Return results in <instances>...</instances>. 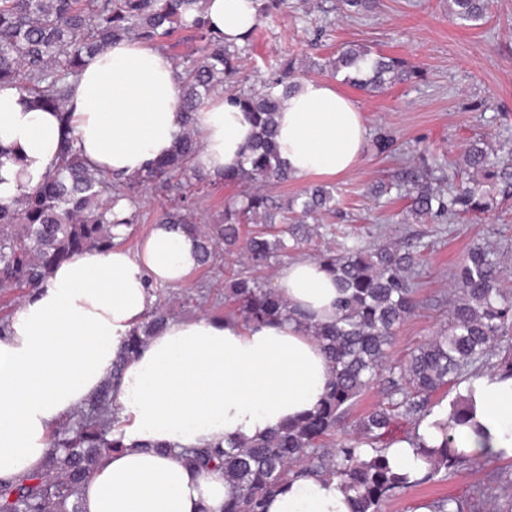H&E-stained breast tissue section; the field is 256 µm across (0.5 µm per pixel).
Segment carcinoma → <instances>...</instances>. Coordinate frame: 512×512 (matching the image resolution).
<instances>
[{
    "mask_svg": "<svg viewBox=\"0 0 512 512\" xmlns=\"http://www.w3.org/2000/svg\"><path fill=\"white\" fill-rule=\"evenodd\" d=\"M205 0H0V86L12 85L53 107L69 121L68 94L87 58L110 42L134 38L149 45L166 41L191 27L201 42L197 56L183 62L179 108L182 133L173 152L145 172L110 177L90 169L73 140L60 149L55 172L36 190L10 204L0 203V291L38 288L57 264L88 252L103 253L124 245L139 221L136 190L178 188L180 178L195 172L199 150L194 124L203 100L224 78L236 73L238 56L203 19ZM376 0H339L342 12L357 14ZM194 10L189 24L184 15ZM489 0H450V14L477 23L488 15ZM344 73L350 86L377 92L402 81L401 62L372 55L363 47H343L324 62L304 66L281 64L268 87L239 92L227 100L250 113L255 124L246 146L247 166L223 175L224 184L254 183L255 189L229 197L224 214L200 225L187 205H175L158 222L173 224L196 243L199 266L219 257V247L243 251L246 265L227 271L224 298L247 326L273 318H293L321 346L333 369L319 408L302 419L285 422L264 437L245 444L184 448L181 455L195 468L217 472L232 486L224 512H267L268 501L289 478L336 477L353 493V512H382L396 492L423 484L444 471L473 466L479 456L457 452L453 431L477 426L472 399L454 397L448 419L437 423L443 441L427 445L416 440L417 425L441 404L445 394L485 373L512 377V288L504 287L501 254L487 244L468 250L454 274V298L448 326L393 366L388 346L401 322L420 305L412 277L420 254L390 245L365 246L345 237L316 255L336 276L341 288L336 320L314 323L266 287L256 272L266 268L284 248L289 235L300 244L316 235L308 220L336 215L331 192L315 185L285 201L264 187L286 183L293 173L279 158L275 141L281 98L292 93L296 78L309 74ZM468 176L444 190L428 172L410 176L409 214L416 219L464 221L497 206V196H512V164L483 142L464 153ZM118 226L124 235L113 233ZM143 321L132 331L113 362L112 379L66 420L52 437V449L39 470L15 480L0 481V512H82L84 485L103 453L125 447L122 422L112 404V386L126 362L160 333L172 314L161 289ZM384 402L355 420L356 436H337L356 399L375 385ZM412 442L427 464L422 474L394 469L385 449L396 442L395 430ZM374 454L364 458L360 447ZM512 512V475L494 486H477L467 502L443 498L430 512Z\"/></svg>",
    "mask_w": 512,
    "mask_h": 512,
    "instance_id": "obj_1",
    "label": "carcinoma"
}]
</instances>
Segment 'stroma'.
Here are the masks:
<instances>
[{"instance_id": "1", "label": "stroma", "mask_w": 512, "mask_h": 512, "mask_svg": "<svg viewBox=\"0 0 512 512\" xmlns=\"http://www.w3.org/2000/svg\"><path fill=\"white\" fill-rule=\"evenodd\" d=\"M351 44L398 58L412 73L371 93L334 77L363 112L368 136L357 167L325 180L335 189L342 229L358 234L365 245L388 241L427 247L414 275L423 306L395 329L389 346L398 361L447 323L453 273L466 250L476 242L512 241V198L500 200L486 219L450 226L409 219L404 191L377 200L367 189L408 168L426 165L452 174L474 140L503 146L512 139V0H492L488 18L477 27L453 20L448 0H377L370 12L354 16L340 13L335 0H287L260 22L252 41L237 45L240 69L225 78L224 90L262 89L277 64L324 59ZM381 137L391 139L388 150H380ZM243 261L239 252L223 256L215 266L198 268L186 285L168 289L166 298L179 318L212 314L214 304L224 299L225 267ZM505 465L492 458L438 474L397 492L383 512H426L439 498L467 499L474 487L494 485Z\"/></svg>"}]
</instances>
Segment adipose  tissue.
<instances>
[{
  "mask_svg": "<svg viewBox=\"0 0 512 512\" xmlns=\"http://www.w3.org/2000/svg\"><path fill=\"white\" fill-rule=\"evenodd\" d=\"M205 16L230 44L243 43L258 16L254 0H206ZM179 77L170 55L125 39L89 57L68 108L86 164L112 175L145 171L171 152L181 131ZM281 160L296 177H337L360 162L368 127L334 84L304 79L276 117ZM194 163L216 176L236 170L254 128L215 93L197 114ZM63 131L57 112L17 89L0 88V202L52 175ZM198 266L193 241L152 225L137 251L117 246L56 266L8 318L0 336V479L41 468L58 427L100 390L132 330L153 307L154 286L184 285ZM275 285L290 306L319 322L336 318L339 289L326 268L296 258ZM318 343L294 321L247 327L231 318L170 321L126 364L112 391L125 448L102 455L82 496L83 512H224L222 474L186 463L182 448L250 441L316 409L331 379ZM475 426L457 429L458 450L512 457V378L461 384ZM145 441L161 450H145ZM338 479L285 482L268 512H351Z\"/></svg>",
  "mask_w": 512,
  "mask_h": 512,
  "instance_id": "ef3b65f1",
  "label": "adipose tissue"
}]
</instances>
